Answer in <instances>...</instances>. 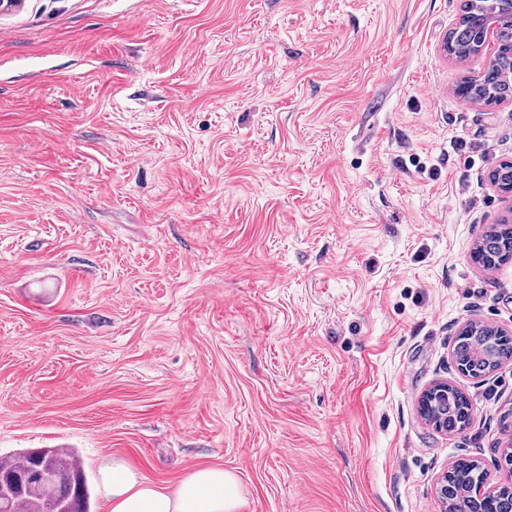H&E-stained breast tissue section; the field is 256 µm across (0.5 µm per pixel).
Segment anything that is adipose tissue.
<instances>
[{
	"instance_id": "ef3b65f1",
	"label": "adipose tissue",
	"mask_w": 512,
	"mask_h": 512,
	"mask_svg": "<svg viewBox=\"0 0 512 512\" xmlns=\"http://www.w3.org/2000/svg\"><path fill=\"white\" fill-rule=\"evenodd\" d=\"M100 485L109 512H234L239 496L235 476L220 467L194 470L169 488L116 459L101 468Z\"/></svg>"
}]
</instances>
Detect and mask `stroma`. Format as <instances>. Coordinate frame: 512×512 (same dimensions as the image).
Instances as JSON below:
<instances>
[{"instance_id": "obj_1", "label": "stroma", "mask_w": 512, "mask_h": 512, "mask_svg": "<svg viewBox=\"0 0 512 512\" xmlns=\"http://www.w3.org/2000/svg\"><path fill=\"white\" fill-rule=\"evenodd\" d=\"M460 0H23L0 11V455L77 449L171 487L236 475V512H441L461 458L496 486L512 220L489 172L512 101L454 89ZM472 402L445 433L417 400ZM490 327V326H489ZM498 331V334L505 336H497L491 334L489 336H482L484 339L485 349L487 351L486 357H480L476 354V342L473 337L466 336L463 332L456 336L454 343L455 358L458 369L466 375L471 377H481L491 367L488 360H495L497 365L503 361L512 359V340L506 331L490 327ZM507 336V337H506ZM506 337L505 339H503ZM451 387L459 389L456 386L448 384V382L446 381L437 382L430 386L428 389H426L419 397L418 412L427 422L432 424L433 421L428 417V410L432 409L431 399L438 395H448L447 412L445 414H440L439 416H434L437 420L441 422H443L446 419L448 429H443L440 423H434L432 425H434V427L440 429L441 431L455 432L465 429L469 424V416L467 411H469L472 404L470 399L464 392L448 390V388Z\"/></svg>"}]
</instances>
